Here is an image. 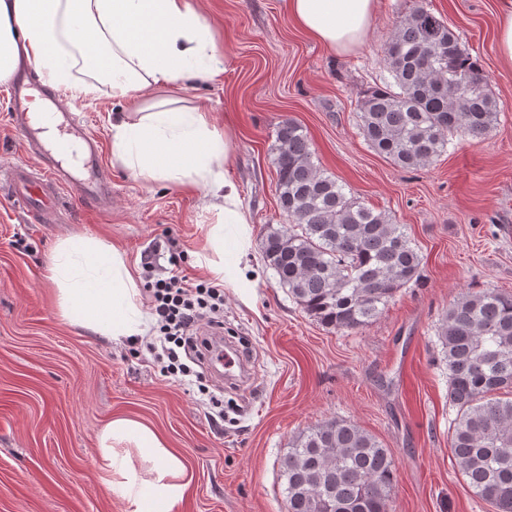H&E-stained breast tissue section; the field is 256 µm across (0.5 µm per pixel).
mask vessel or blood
Masks as SVG:
<instances>
[{"mask_svg":"<svg viewBox=\"0 0 512 512\" xmlns=\"http://www.w3.org/2000/svg\"><path fill=\"white\" fill-rule=\"evenodd\" d=\"M42 90V84L26 72L14 82L8 96L9 123L20 134L25 153L38 164L34 170L20 165L13 172V182L21 191L17 203L34 224L43 223L49 214L63 208L64 192L73 185L67 168L70 159H78L90 173L80 185H73L80 204L102 206L112 191L98 140L75 124L70 113L59 112L57 136L44 140L42 128L36 125L33 113L28 110L33 94Z\"/></svg>","mask_w":512,"mask_h":512,"instance_id":"vessel-or-blood-1","label":"vessel or blood"}]
</instances>
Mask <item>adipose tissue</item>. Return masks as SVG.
Here are the masks:
<instances>
[{
	"instance_id": "ef3b65f1",
	"label": "adipose tissue",
	"mask_w": 512,
	"mask_h": 512,
	"mask_svg": "<svg viewBox=\"0 0 512 512\" xmlns=\"http://www.w3.org/2000/svg\"><path fill=\"white\" fill-rule=\"evenodd\" d=\"M285 13L333 51L356 47L377 0H282ZM31 66L44 85L88 99L108 87L128 109L112 119V155L134 176L207 187L215 212L208 242L210 273L245 292L256 288L240 259L251 248L248 218L228 177L226 141L202 105L157 111L151 91L223 71L210 27L190 0H0V83ZM59 315L68 323L121 341L147 331L140 283L123 254L102 239L72 236L56 245L46 269ZM95 465L105 494L131 512H167L188 487L186 466L144 423L112 419L101 431ZM137 450L148 475L132 465Z\"/></svg>"
}]
</instances>
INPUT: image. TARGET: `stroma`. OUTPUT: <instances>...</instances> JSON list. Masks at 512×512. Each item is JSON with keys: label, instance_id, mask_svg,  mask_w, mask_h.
Listing matches in <instances>:
<instances>
[{"label": "stroma", "instance_id": "35a3bbf8", "mask_svg": "<svg viewBox=\"0 0 512 512\" xmlns=\"http://www.w3.org/2000/svg\"><path fill=\"white\" fill-rule=\"evenodd\" d=\"M419 0H378L362 43L327 51L288 20L282 0H193L209 21L227 69L207 81L163 87L153 99L205 105L227 132L259 274L251 293L224 290V337L249 346L250 376L224 387L216 422L197 386L166 376L147 347L132 350L64 322L45 278L56 243L94 236L122 251L140 282L202 264L215 213L202 190L133 177L112 155L108 90L72 102L102 142L112 206H74L57 224H33L9 188L28 157L9 124L0 84V512H130L105 496L94 465L98 434L114 418L154 429L185 462L191 484L172 512H288L279 461L300 431L329 419L356 422L396 462L390 512H491L458 474L450 453L448 372L436 330L467 290L512 293V68L498 58L496 0H426L482 65L501 112L480 140L453 138L432 163L403 169L373 151L358 101L382 83L383 51ZM306 129L320 169L348 195L405 225L422 257L419 283L354 330L322 326L297 305L265 262L267 225L287 223L273 164L276 129ZM173 245L179 265L143 261Z\"/></svg>", "mask_w": 512, "mask_h": 512}]
</instances>
